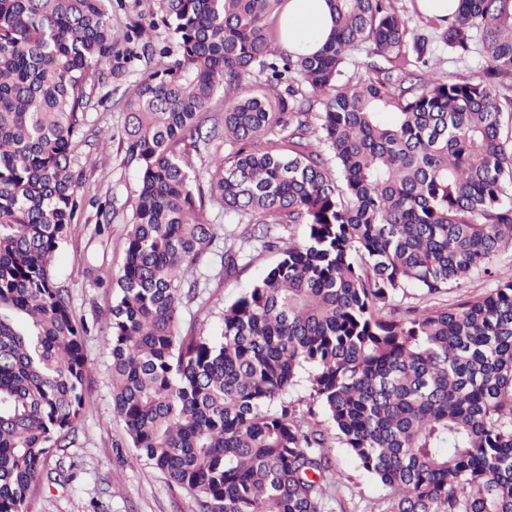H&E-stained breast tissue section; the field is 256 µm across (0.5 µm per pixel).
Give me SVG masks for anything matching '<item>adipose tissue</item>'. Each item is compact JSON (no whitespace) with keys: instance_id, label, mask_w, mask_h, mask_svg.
<instances>
[{"instance_id":"adipose-tissue-1","label":"adipose tissue","mask_w":512,"mask_h":512,"mask_svg":"<svg viewBox=\"0 0 512 512\" xmlns=\"http://www.w3.org/2000/svg\"><path fill=\"white\" fill-rule=\"evenodd\" d=\"M281 46L297 53L317 51L332 31L327 0H288L280 19Z\"/></svg>"}]
</instances>
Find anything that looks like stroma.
Wrapping results in <instances>:
<instances>
[{"mask_svg": "<svg viewBox=\"0 0 512 512\" xmlns=\"http://www.w3.org/2000/svg\"><path fill=\"white\" fill-rule=\"evenodd\" d=\"M142 45L120 52L112 77V95L106 107L88 114L89 129L118 126L124 91L146 70ZM75 162L83 170L81 191L110 202V223L98 225L95 208L72 224L67 239L55 256L57 279L70 297L73 316L90 330L84 342L87 384L93 404L78 423L70 447L58 451L30 492L32 512H195V495L172 484L167 475L150 465L130 447L121 421L112 408V368L105 338L110 332L109 311L114 293L110 283L122 266L126 234L136 203L138 171L128 164L119 141L104 150L86 145L75 150ZM278 259L277 252L248 251L236 273H224L218 257L202 268V294L183 304V327H195L207 336L219 337L221 311ZM493 277L477 273L431 298L417 290L397 296L399 308L418 306L444 309L460 297L478 299L494 288ZM316 419L330 448L333 480L337 490L328 502L329 512H386L389 491L367 475L336 438L324 413Z\"/></svg>", "mask_w": 512, "mask_h": 512, "instance_id": "obj_1", "label": "stroma"}]
</instances>
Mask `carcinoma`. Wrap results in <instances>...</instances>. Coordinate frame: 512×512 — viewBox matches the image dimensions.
<instances>
[{"mask_svg":"<svg viewBox=\"0 0 512 512\" xmlns=\"http://www.w3.org/2000/svg\"><path fill=\"white\" fill-rule=\"evenodd\" d=\"M284 2L157 0L120 36L112 0H0V512H31L92 405L89 329L53 272L86 205L72 152L116 45L160 24L175 50L124 95L119 136L139 183L106 343L130 446L198 512H326L327 439L288 401L309 368L387 512H512V269L480 299L384 311L512 244V0H457L432 34L394 0H328L322 47L275 55ZM363 49L366 75L344 78ZM437 52H477L483 75L451 81ZM208 203L244 225L225 273L248 248L280 254L224 306L219 342L179 321L216 238ZM292 224L303 241L273 235Z\"/></svg>","mask_w":512,"mask_h":512,"instance_id":"carcinoma-1","label":"carcinoma"}]
</instances>
